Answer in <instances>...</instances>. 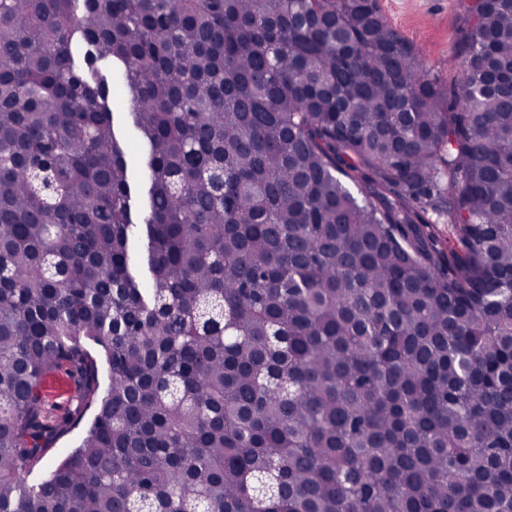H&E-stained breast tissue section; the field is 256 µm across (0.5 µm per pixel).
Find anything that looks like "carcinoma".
Returning a JSON list of instances; mask_svg holds the SVG:
<instances>
[{"label": "carcinoma", "mask_w": 512, "mask_h": 512, "mask_svg": "<svg viewBox=\"0 0 512 512\" xmlns=\"http://www.w3.org/2000/svg\"><path fill=\"white\" fill-rule=\"evenodd\" d=\"M455 57L375 0H0V512H512V0ZM78 385L66 367L52 371L44 380L42 393L44 397L45 416L50 424L72 413L75 407ZM92 410H89L81 421L80 425L71 430L67 435L57 440L48 450L45 456L46 466H51L64 458L73 448H75L83 434L86 424L91 420Z\"/></svg>", "instance_id": "obj_1"}]
</instances>
